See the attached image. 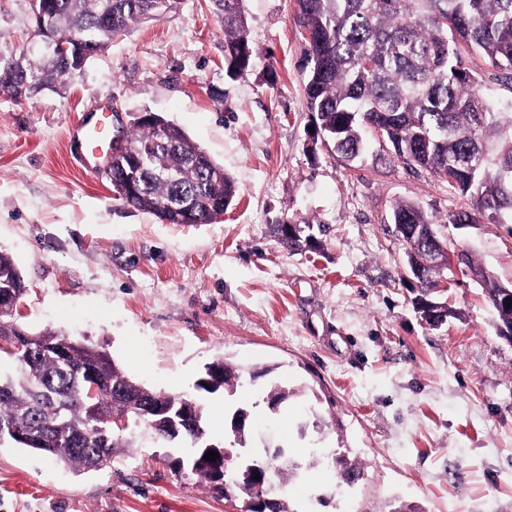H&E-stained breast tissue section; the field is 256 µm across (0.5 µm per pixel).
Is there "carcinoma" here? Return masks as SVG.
Masks as SVG:
<instances>
[{
    "label": "carcinoma",
    "mask_w": 512,
    "mask_h": 512,
    "mask_svg": "<svg viewBox=\"0 0 512 512\" xmlns=\"http://www.w3.org/2000/svg\"><path fill=\"white\" fill-rule=\"evenodd\" d=\"M52 34L62 42L81 36L97 42L128 35L139 24L174 12L180 0H57ZM224 28L227 74L254 68L257 52L247 32L243 0H209ZM297 20L304 29L310 69L304 82L306 106L318 127L344 159L360 156L364 135L378 130L407 164L424 168L470 197L472 207L448 214V223L480 224L492 217H512V102L485 98L473 72L464 65L456 44L480 54L512 81V0H296ZM66 76L62 63L51 62L23 47L0 60V94L15 100L23 88L40 92ZM132 150L145 154L136 174V188L125 182L128 157L114 159L112 191L116 200L169 224H209L224 213L236 196L234 180L205 157L177 125L161 132L149 122L134 120L123 134ZM179 172L172 181L166 170ZM396 232L406 244L407 258L427 255L432 247L422 230L433 227L425 212L411 202L393 208ZM312 225L298 233L274 234L291 251L319 247ZM441 268L424 269L420 284L423 303L439 307L437 319L452 315L432 300ZM485 296L496 317V330H512V307L504 304L512 285L482 275ZM27 286L14 258L0 250V337L12 338L5 351L12 363L0 372V444L8 442L39 452L75 470H94L112 462L113 449L128 448L147 431L160 443L170 441L165 417L187 410L203 421V407L177 395L155 392L134 382L91 343L46 332L35 337L4 312L23 299ZM209 392L236 389L243 370L227 361L210 366ZM97 386L96 397H86ZM266 400L288 401L295 392L272 380ZM127 417L129 436L119 443L101 430V416ZM234 411L224 413V447L247 448L249 431L235 439ZM176 439L187 443L185 465L210 483L222 471L223 459H203L205 429L187 424ZM332 463L343 485L352 488L364 478L357 458L312 457L311 465ZM260 477L280 491L278 512H293L286 487L299 467L280 458L256 462Z\"/></svg>",
    "instance_id": "cac0c4a2"
}]
</instances>
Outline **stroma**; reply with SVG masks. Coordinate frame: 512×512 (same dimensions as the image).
<instances>
[{"label": "stroma", "mask_w": 512, "mask_h": 512, "mask_svg": "<svg viewBox=\"0 0 512 512\" xmlns=\"http://www.w3.org/2000/svg\"><path fill=\"white\" fill-rule=\"evenodd\" d=\"M252 71L231 77L207 0L116 39L55 90L0 97V250L28 291L16 313L31 334L62 332L105 351L135 382L192 398L208 442L224 394L199 383L221 359L255 374L246 401L251 455L265 445L366 463L355 491L329 467L288 486L295 512H512V343L480 283L453 277L454 317L428 326L395 231L396 202L419 204L449 252H468L512 283V220L455 228L468 198L370 139L344 161L312 132L309 69L294 0H245ZM32 0H0V52L26 45ZM130 126L153 112L181 127L238 192L209 224H166L122 206L69 135L98 109ZM277 224H309L323 247L293 253ZM314 390L273 412L272 379ZM185 444L143 436L112 463L75 471L0 445V512H246L240 489L178 469Z\"/></svg>", "instance_id": "35a3bbf8"}]
</instances>
